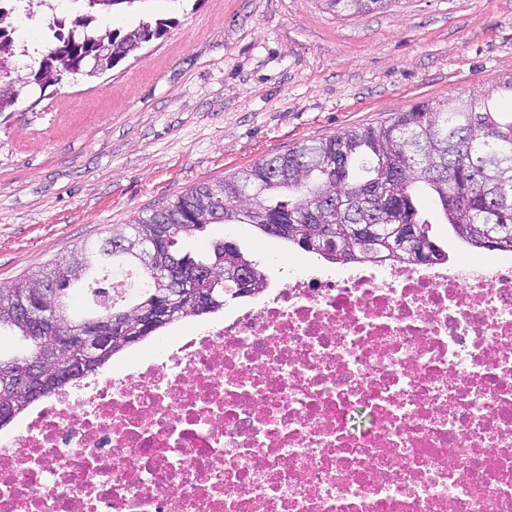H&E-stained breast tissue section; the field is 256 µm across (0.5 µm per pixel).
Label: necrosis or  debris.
Here are the masks:
<instances>
[{
  "mask_svg": "<svg viewBox=\"0 0 512 512\" xmlns=\"http://www.w3.org/2000/svg\"><path fill=\"white\" fill-rule=\"evenodd\" d=\"M0 512H512V257L292 262L0 429Z\"/></svg>",
  "mask_w": 512,
  "mask_h": 512,
  "instance_id": "necrosis-or-debris-1",
  "label": "necrosis or debris"
}]
</instances>
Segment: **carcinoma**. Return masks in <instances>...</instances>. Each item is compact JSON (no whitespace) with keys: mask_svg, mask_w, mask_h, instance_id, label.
Wrapping results in <instances>:
<instances>
[{"mask_svg":"<svg viewBox=\"0 0 512 512\" xmlns=\"http://www.w3.org/2000/svg\"><path fill=\"white\" fill-rule=\"evenodd\" d=\"M83 13L65 27L54 21L53 43L26 66L40 77V90L67 74L96 77L100 72L84 65L99 47L112 46V66H118L143 45L166 37L177 24L173 17L149 12V0H81ZM325 8L343 16L387 7L393 0H321ZM15 10L0 0V58L24 56L27 49L16 38L9 21ZM137 10L138 25L127 32L97 24L99 18ZM27 86L0 92V112H10ZM427 191L437 203L442 222L467 245L512 253V120L491 105L489 95H473L452 102H422L377 124L355 127L328 138L306 141L288 153L262 159L214 184H199L185 194L112 228L115 246L83 245L70 256L47 263L0 287V331L8 330L23 342L9 362L24 363L46 340L30 333L12 317L23 300L34 311L47 310L46 294H53L59 322L57 336L106 332L112 345L93 351L88 372L103 367L116 353L156 336L173 322L213 314L230 301L256 294L267 286L257 262L237 245L224 250L217 240L207 257L181 253L179 241L212 224H246L319 255L333 263L409 262L430 264L448 259L432 240L428 220L415 205L418 191ZM331 227L335 240L322 239V226ZM153 238L158 243L153 262L145 264L128 251L131 242ZM241 266L250 272V287L242 292L226 276ZM136 267L143 278L138 291L117 304L112 295L92 288L93 305L81 316L72 313L74 290L97 283L105 268ZM181 280L184 301L210 288L209 277L224 275L211 305L201 311H173L142 327L158 298L167 293L165 275ZM0 358V363L5 361ZM31 401L21 402L15 387L0 380V411L21 413Z\"/></svg>","mask_w":512,"mask_h":512,"instance_id":"1","label":"carcinoma"}]
</instances>
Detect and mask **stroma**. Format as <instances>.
Masks as SVG:
<instances>
[{"label":"stroma","mask_w":512,"mask_h":512,"mask_svg":"<svg viewBox=\"0 0 512 512\" xmlns=\"http://www.w3.org/2000/svg\"><path fill=\"white\" fill-rule=\"evenodd\" d=\"M164 39L96 78L30 91L0 114V286L112 225L305 141L378 124L421 101L495 86L512 72V0H393L338 16L321 0H151ZM37 7L20 44L50 42ZM238 245L276 276L290 251L241 224L182 243Z\"/></svg>","instance_id":"35a3bbf8"}]
</instances>
